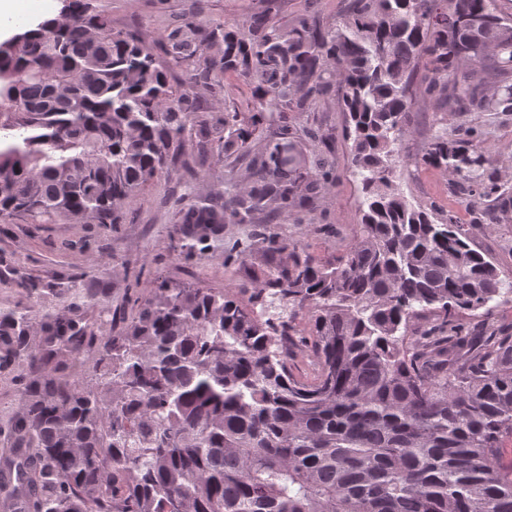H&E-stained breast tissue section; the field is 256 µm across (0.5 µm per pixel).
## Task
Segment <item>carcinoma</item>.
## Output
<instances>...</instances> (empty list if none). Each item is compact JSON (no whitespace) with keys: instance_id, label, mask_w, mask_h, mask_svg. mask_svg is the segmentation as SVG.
I'll return each instance as SVG.
<instances>
[{"instance_id":"cac0c4a2","label":"carcinoma","mask_w":512,"mask_h":512,"mask_svg":"<svg viewBox=\"0 0 512 512\" xmlns=\"http://www.w3.org/2000/svg\"><path fill=\"white\" fill-rule=\"evenodd\" d=\"M60 2L58 18L0 43V221L115 224L116 206L189 140L205 165L211 107L193 86L222 88L231 68L259 96L246 118L224 109L217 162L250 157L254 185L235 191L227 169L224 189L181 208L180 252H213L224 225L302 210L332 181L293 121L307 99L285 90L319 96L336 77L362 218L333 264L263 237V255L287 260L240 288L247 306L231 288L162 279L117 334L106 309L88 322L78 277L18 279L60 311L0 308V369L24 380L0 422V512H512V469L499 463L512 436V335L488 323L470 336L462 323L490 318L512 287L453 212L410 204L395 182L419 65L423 96L512 112V84L482 93L488 74H512L497 0H355L324 32L259 12L245 38L188 21L162 39L163 60L113 29L98 0ZM172 65L193 66L179 94ZM265 122L254 154L246 126ZM421 162L473 187L477 220L497 219L487 198L512 203L477 132L437 134ZM304 313L308 339L293 350ZM296 350L312 379L293 372Z\"/></svg>"}]
</instances>
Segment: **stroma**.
Instances as JSON below:
<instances>
[{
	"mask_svg": "<svg viewBox=\"0 0 512 512\" xmlns=\"http://www.w3.org/2000/svg\"><path fill=\"white\" fill-rule=\"evenodd\" d=\"M353 0H101L116 29L137 32L148 47H156L161 36L193 20L208 27L226 25L241 30L252 14L263 11L280 24H292L304 15L320 26H332L349 14ZM226 94L203 91L213 111L209 118L223 128V102L247 111L254 102L255 86L237 73L224 76ZM339 89L312 99L297 121L315 133L309 147L330 153L335 181L323 189L313 205L301 212L279 215L268 224H228L224 247L204 257H185L172 239L176 212L210 195L224 177L223 165L198 167L177 162L154 177L140 192L122 205L118 224H31L15 218L0 224V270L10 267L17 275L52 280L63 276L81 279L85 295L97 307L114 316L113 332L123 328L136 297L147 296L157 279L190 283L224 290L263 279V268L243 263L238 251L257 243L263 234L275 233L289 242L308 246L317 261H335L352 241L361 222V188L352 174L350 144L342 135L345 116L338 102ZM475 128L487 137L498 160L500 181L512 187V112H456L439 108L433 99L414 94L400 154L397 184L412 203L436 202L463 214L469 194L449 172L420 166L419 158L440 127ZM472 248L489 257L503 274L512 278V214L497 223L466 224Z\"/></svg>",
	"mask_w": 512,
	"mask_h": 512,
	"instance_id": "obj_1",
	"label": "stroma"
}]
</instances>
